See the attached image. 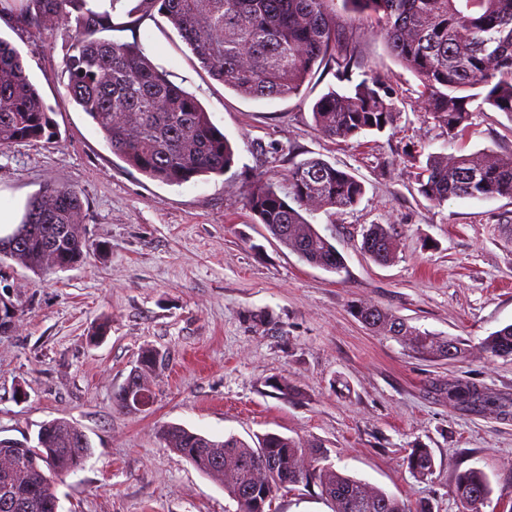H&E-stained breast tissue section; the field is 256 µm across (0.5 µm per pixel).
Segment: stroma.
Here are the masks:
<instances>
[{"instance_id": "1", "label": "stroma", "mask_w": 512, "mask_h": 512, "mask_svg": "<svg viewBox=\"0 0 512 512\" xmlns=\"http://www.w3.org/2000/svg\"><path fill=\"white\" fill-rule=\"evenodd\" d=\"M337 20L358 40L360 71L384 77L392 92L397 115L384 132L332 139L316 131L312 106L339 85L332 69H317L300 95L245 99L203 70L159 14L138 31L109 32L138 40L233 144L224 175L169 185L113 155L67 96L70 32L0 19V37L21 53L56 130L0 150V190L27 200L48 184L74 188L96 249L46 278L11 259L0 264L22 309L15 331L0 337V437L32 441L42 423L65 418L92 447L58 484L59 512H234L222 484L168 448L167 424L252 446L267 433L321 445L337 471L410 512H462L455 477L477 468L491 486L480 512H512V413H474L448 399L458 380L512 399V357L482 349L512 324V198L438 206L416 190L428 155L512 152V118L477 112L463 136L449 138L373 19L341 10ZM310 158L364 186L356 205L307 216L340 253L337 273L300 261L246 205L257 175L284 186L289 168ZM373 224L392 238L388 263L361 248ZM363 305L463 340L466 358H426L374 332L355 315ZM146 348L167 356L146 376L153 400L120 411L113 394ZM415 448L433 455L427 477L408 466ZM271 509L334 512L318 487L302 485L278 491Z\"/></svg>"}]
</instances>
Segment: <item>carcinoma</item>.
<instances>
[{
	"instance_id": "1",
	"label": "carcinoma",
	"mask_w": 512,
	"mask_h": 512,
	"mask_svg": "<svg viewBox=\"0 0 512 512\" xmlns=\"http://www.w3.org/2000/svg\"><path fill=\"white\" fill-rule=\"evenodd\" d=\"M124 0H0V18L64 28L73 43L64 61L65 88L91 119L107 146L149 179L180 185L201 176H222L234 163L230 141L195 96L169 79L137 42L101 36L114 28ZM359 15L375 19L391 55L420 82L434 122L448 138L463 135L473 113L490 108L512 118V0H342ZM334 0H138L126 11L142 19L158 11L169 19L201 67L246 99L300 94L317 65L334 64L344 90H329L313 105L318 132L348 139L381 132L394 122L395 107L385 80L353 78L356 45L342 36L329 11ZM54 135L48 107L26 73L21 55L0 37V149ZM364 187L351 174L321 159L288 169V197L277 183L259 176L247 206L272 237L308 264L336 272V247L300 213L348 208ZM418 192L439 206L461 198L512 197V153L481 156L430 155L418 176ZM28 229L0 238V259L15 260L35 273L49 274L86 262L90 248L83 203L76 190L46 185L30 202ZM363 249L377 263L392 258L391 236L373 224ZM371 329L407 338L422 355L459 360L463 343L411 327L376 307L357 310ZM491 357L512 356V325L488 336ZM166 355L142 351L140 374L156 371ZM448 398L481 412L484 389L471 382L448 385ZM168 446L202 474L224 484L236 512H267L273 490L315 484L334 512H408L397 497L373 490L340 473L315 450L316 466L298 468L303 448L292 438L265 434L253 448L230 436L216 441L177 425L161 429ZM91 444L76 424L54 419L40 426L37 443L0 437V512H58L56 484L80 468ZM408 464L418 477L433 471L426 448H415ZM453 492L466 512H478L489 497L487 476L468 469L456 476Z\"/></svg>"
}]
</instances>
